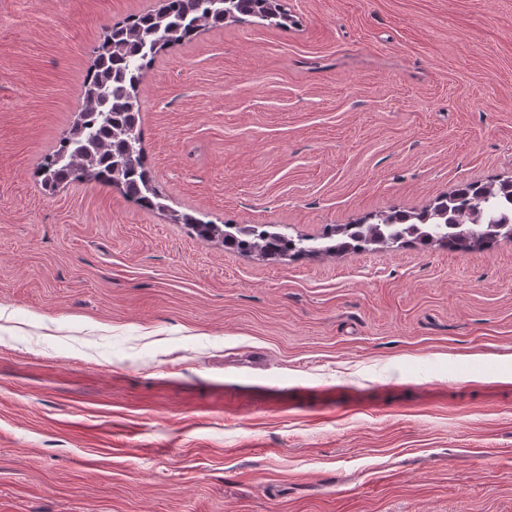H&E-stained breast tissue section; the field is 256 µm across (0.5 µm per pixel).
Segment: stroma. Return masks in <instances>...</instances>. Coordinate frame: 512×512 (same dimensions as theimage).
<instances>
[{"label":"stroma","mask_w":512,"mask_h":512,"mask_svg":"<svg viewBox=\"0 0 512 512\" xmlns=\"http://www.w3.org/2000/svg\"><path fill=\"white\" fill-rule=\"evenodd\" d=\"M283 2L153 60L163 212L40 176L157 0H0V512H512V240L269 262L170 218L313 238L512 177V0Z\"/></svg>","instance_id":"1"}]
</instances>
